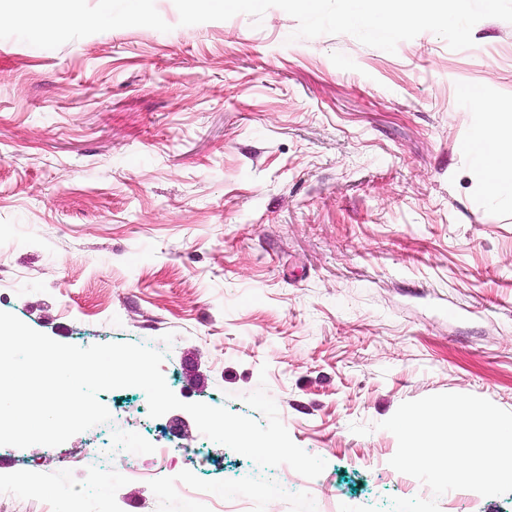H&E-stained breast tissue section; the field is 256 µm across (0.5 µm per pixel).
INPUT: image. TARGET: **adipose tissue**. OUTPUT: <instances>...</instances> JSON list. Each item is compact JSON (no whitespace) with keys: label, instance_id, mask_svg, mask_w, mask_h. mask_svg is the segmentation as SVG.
I'll return each mask as SVG.
<instances>
[{"label":"adipose tissue","instance_id":"1","mask_svg":"<svg viewBox=\"0 0 512 512\" xmlns=\"http://www.w3.org/2000/svg\"><path fill=\"white\" fill-rule=\"evenodd\" d=\"M471 98L480 121L463 151L487 195L512 197V114L500 112L497 103L480 92H472Z\"/></svg>","mask_w":512,"mask_h":512}]
</instances>
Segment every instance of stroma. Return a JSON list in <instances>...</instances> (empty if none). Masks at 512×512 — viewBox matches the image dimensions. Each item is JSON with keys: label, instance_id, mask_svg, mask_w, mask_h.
I'll return each instance as SVG.
<instances>
[{"label": "stroma", "instance_id": "stroma-1", "mask_svg": "<svg viewBox=\"0 0 512 512\" xmlns=\"http://www.w3.org/2000/svg\"><path fill=\"white\" fill-rule=\"evenodd\" d=\"M0 0V311L66 344L162 350L183 402L251 415L266 387L308 479L263 473L174 409L139 439L177 447L189 486L149 474L87 488L84 434L0 448V512H388L423 483L380 429L406 401L473 394L512 412V201L485 194L462 144L466 87L512 113V23L474 45L424 32L396 53L298 22L179 25L173 0ZM97 14L95 25L59 14ZM50 37L48 54L32 52Z\"/></svg>", "mask_w": 512, "mask_h": 512}]
</instances>
